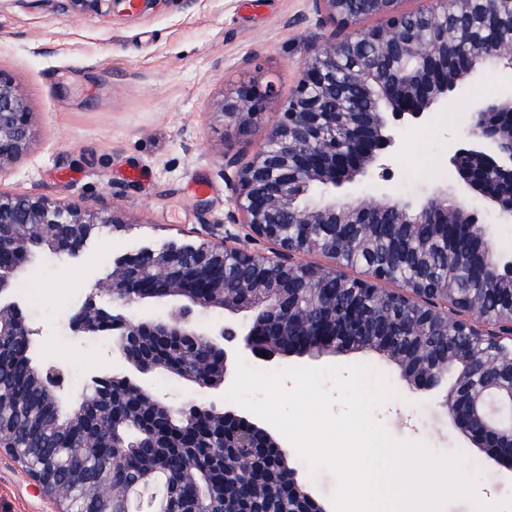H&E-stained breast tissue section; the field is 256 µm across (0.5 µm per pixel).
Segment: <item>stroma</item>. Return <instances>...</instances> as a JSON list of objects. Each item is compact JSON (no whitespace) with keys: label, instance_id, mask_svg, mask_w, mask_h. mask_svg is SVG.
<instances>
[{"label":"stroma","instance_id":"1","mask_svg":"<svg viewBox=\"0 0 512 512\" xmlns=\"http://www.w3.org/2000/svg\"><path fill=\"white\" fill-rule=\"evenodd\" d=\"M328 33L313 0H265L255 12L244 11L241 0H142L134 14L70 0H0V74L22 88L31 124L26 152L0 169V194L74 201L124 218L97 225L79 257L35 264L11 294L36 330V362L68 368L70 398L91 375L113 372L105 340L68 333L72 311L118 256L240 232L226 223L236 170L295 89L310 45ZM250 85L273 86L276 96L251 126L225 123L223 100ZM480 88L491 97L511 92L512 59H500L490 77L475 69L447 106L400 123L388 166L371 164L337 188V197L416 203L447 190L475 212L499 263L512 262V220L473 196L448 164L449 145L461 144L470 123L458 103ZM354 364L383 373L394 390L374 411L394 437L464 451L485 473L477 495L494 492L496 512H512V470L490 465L448 420L442 402L456 372L420 392L393 357L370 349L280 356L268 366ZM59 510L0 450V512Z\"/></svg>","mask_w":512,"mask_h":512}]
</instances>
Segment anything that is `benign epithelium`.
Here are the masks:
<instances>
[{"label": "benign epithelium", "instance_id": "7a95c632", "mask_svg": "<svg viewBox=\"0 0 512 512\" xmlns=\"http://www.w3.org/2000/svg\"><path fill=\"white\" fill-rule=\"evenodd\" d=\"M317 11L331 28L321 43L312 45L294 93L284 100L278 118L265 141L236 172L231 206L233 221L247 228L244 236H225L182 247L143 249L113 261L112 272L96 283L70 319L73 336H102L112 342V358L121 371L110 377L93 375L87 389L95 393L93 412L110 407L112 385L120 383L148 404L167 407L176 416H222L224 432H232L238 464L252 473L257 451L276 449L281 465L288 453L265 428L223 412L211 398L213 391L230 381V358L240 349L256 358L271 361L288 351L300 353L356 346L391 354L405 377L417 390H432L443 380L448 368L458 370L455 385L448 390L444 407L450 423L479 447L490 459L512 466V416L504 420L492 408L494 403L512 407V352L506 353L508 375L498 359L475 361L473 346L512 347V316L500 319L477 304H448V286L407 284L387 294L411 309V329L419 340L398 347L392 326L383 318L361 320V302L349 301L346 309L315 330L291 335L300 321L298 297L306 293L324 298V275L341 276L334 269L317 268L301 283L288 273L303 267L299 256L307 251L309 229L333 224L326 251L336 256L350 241L345 228L362 224L373 235L383 224H400L407 236L416 224L451 225L467 234L475 233L476 217L470 207L453 202L448 192L439 191L418 206L389 200L331 201L310 207L302 199L314 185L336 188L352 181L365 166L394 143L395 133H386L388 120L409 115L420 119L439 104L448 103V93L471 73L481 60L498 54L502 46L490 44L480 53H469L451 68L438 63L448 49L465 40L461 28H447L434 39L424 40L406 32L405 19L417 12L431 20L448 5L463 9L470 0H426L413 12L404 8L407 0H314ZM378 17L380 24L365 28L359 20ZM396 55L412 63L405 68L387 69L382 58ZM347 57L360 58L357 69L338 85L328 72ZM272 88L261 91L246 87L220 107L225 122L247 127L262 114ZM512 96L478 99L467 131L468 147L450 153L449 164L472 193L489 200L512 219ZM29 114L19 87L0 73V170L12 164L28 148ZM123 219L83 210L74 203L53 201L42 196H0V253L9 246L15 253L14 237H5L6 224L37 225L43 233L62 241L59 257H76L90 237L95 224H121ZM294 224L302 233L288 238L286 228ZM271 241V252L254 247L258 240ZM247 271L242 280L226 279L228 261ZM23 263L10 256L0 258V352L9 336H32L36 330L26 321L20 305L10 300L7 285L18 277ZM391 280L384 268H375L354 287L373 294ZM162 301L170 310L161 319L132 317L130 309L140 302ZM251 311L254 320L241 335L230 325L210 326L196 319L200 311ZM452 327L458 331L453 345L440 348L422 336L429 329ZM184 336L223 355L224 371L217 382L200 376V360L181 368L183 380L202 390L204 396L170 404L155 394L148 383L151 372L165 366L149 363L142 353L146 337ZM43 379L56 390H65L67 369L52 362L43 365ZM110 458L90 488V512H112L115 490L128 501L136 496L126 476L114 471L134 444L114 427L108 434ZM48 495L69 501L68 488L52 479L32 473ZM224 495V486L196 498L190 512H212L210 499ZM293 512H326L298 481L288 485Z\"/></svg>", "mask_w": 512, "mask_h": 512}]
</instances>
